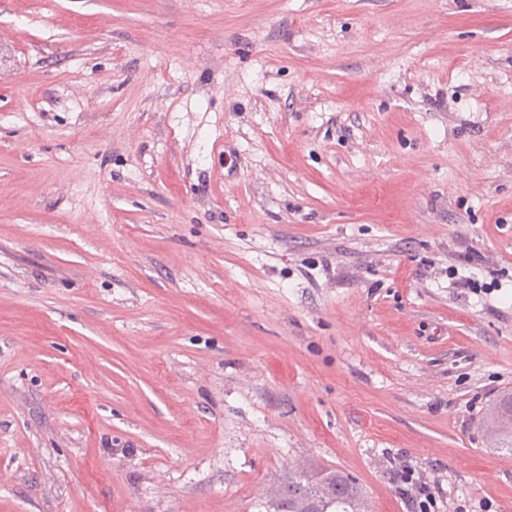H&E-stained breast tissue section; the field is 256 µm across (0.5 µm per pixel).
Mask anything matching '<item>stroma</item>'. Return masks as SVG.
<instances>
[{
	"mask_svg": "<svg viewBox=\"0 0 512 512\" xmlns=\"http://www.w3.org/2000/svg\"><path fill=\"white\" fill-rule=\"evenodd\" d=\"M507 389L512 0H0V512H512ZM486 432L493 448L512 454V392L500 394L486 417ZM395 479L402 484H412V489H415L414 495L410 496L409 502L412 504L413 509H420L419 511L412 512H425L423 510L429 509L432 500V494L426 483L417 486L414 483L413 472L407 465H401L396 470ZM422 497L424 498L422 500ZM278 512H368V501L355 478L337 469L312 473L297 467L277 490ZM366 510V511H363Z\"/></svg>",
	"mask_w": 512,
	"mask_h": 512,
	"instance_id": "stroma-1",
	"label": "stroma"
}]
</instances>
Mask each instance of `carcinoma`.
<instances>
[{
	"label": "carcinoma",
	"instance_id": "carcinoma-1",
	"mask_svg": "<svg viewBox=\"0 0 512 512\" xmlns=\"http://www.w3.org/2000/svg\"><path fill=\"white\" fill-rule=\"evenodd\" d=\"M486 432L493 447L512 454V392L500 394L486 417ZM274 501L280 512H364L368 501L352 476L337 470L312 473L304 468L289 471L288 483L277 490Z\"/></svg>",
	"mask_w": 512,
	"mask_h": 512
}]
</instances>
